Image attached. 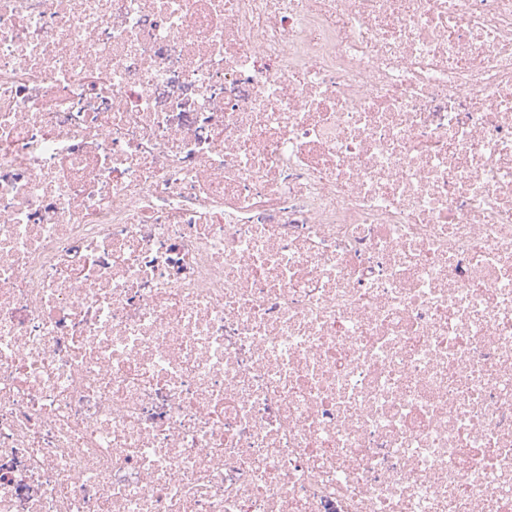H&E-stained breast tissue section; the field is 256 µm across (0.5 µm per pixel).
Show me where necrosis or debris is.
I'll use <instances>...</instances> for the list:
<instances>
[{"label": "necrosis or debris", "instance_id": "necrosis-or-debris-1", "mask_svg": "<svg viewBox=\"0 0 512 512\" xmlns=\"http://www.w3.org/2000/svg\"><path fill=\"white\" fill-rule=\"evenodd\" d=\"M0 512H512V0H0Z\"/></svg>", "mask_w": 512, "mask_h": 512}]
</instances>
